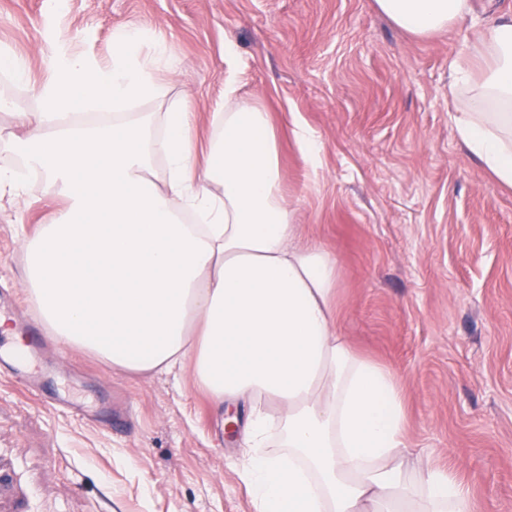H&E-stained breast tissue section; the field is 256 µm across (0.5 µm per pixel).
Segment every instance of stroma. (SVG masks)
<instances>
[{"instance_id": "35a3bbf8", "label": "stroma", "mask_w": 512, "mask_h": 512, "mask_svg": "<svg viewBox=\"0 0 512 512\" xmlns=\"http://www.w3.org/2000/svg\"><path fill=\"white\" fill-rule=\"evenodd\" d=\"M126 25L163 36L197 142L226 84L268 112L294 221L336 257L342 333L402 391L401 470L452 468L473 512H512V188L448 118V58L474 32L420 39L375 0H0V54L39 82L60 53L111 61ZM65 206L39 183L0 203V317L36 326L29 363L64 400L21 390L0 348V512H255L245 450L190 374H127L41 327L23 242Z\"/></svg>"}]
</instances>
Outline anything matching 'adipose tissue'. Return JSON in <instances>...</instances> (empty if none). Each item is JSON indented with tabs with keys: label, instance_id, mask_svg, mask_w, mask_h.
Masks as SVG:
<instances>
[{
	"label": "adipose tissue",
	"instance_id": "ef3b65f1",
	"mask_svg": "<svg viewBox=\"0 0 512 512\" xmlns=\"http://www.w3.org/2000/svg\"><path fill=\"white\" fill-rule=\"evenodd\" d=\"M375 3L419 37L464 21L481 30L448 65L449 117L512 185V13ZM0 64L34 104L15 113L24 134L11 148L68 201L26 245L29 299L58 345L135 374L190 371L219 410L250 404L241 478L256 512H472L452 471L411 481L393 467L403 398L393 372L340 332L337 261L294 222L267 112L217 107L198 149L193 105L159 75L166 45L141 27L114 31L111 64L64 56L38 85L22 58ZM274 441L283 454L269 453Z\"/></svg>",
	"mask_w": 512,
	"mask_h": 512
}]
</instances>
